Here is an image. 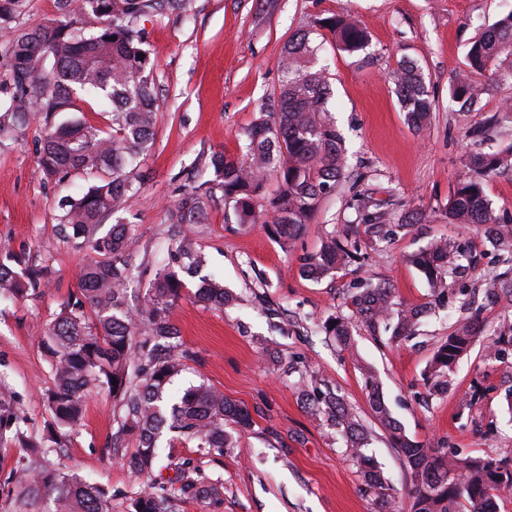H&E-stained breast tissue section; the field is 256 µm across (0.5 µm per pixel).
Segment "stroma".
Here are the masks:
<instances>
[{"label": "stroma", "mask_w": 512, "mask_h": 512, "mask_svg": "<svg viewBox=\"0 0 512 512\" xmlns=\"http://www.w3.org/2000/svg\"><path fill=\"white\" fill-rule=\"evenodd\" d=\"M512 0H190L187 12L140 21L152 53L158 124L152 150L142 158L145 182L129 211L120 213L136 240L131 262L139 273L130 287L139 301L172 246L168 208L187 175L204 170L212 152L238 155L241 134L272 107L288 40L310 30L318 15L349 13L369 30L361 51H338L331 37L312 32L317 63L329 74L336 123L346 136V181L327 196L291 251L260 224H229L214 196L207 220L185 225L205 258V274L222 279L232 296L224 308L205 307L186 289L172 323L196 359L175 381L182 389L207 382L245 406L254 419L235 447L206 455L177 441L174 461H191L202 476L220 481L221 502L175 497V512H377L357 465L327 420L315 419L297 384L328 385L341 395L372 438L394 512H411L413 487L407 464L376 421L363 387L373 368L384 399L409 438L446 444L461 454L494 456L512 448V355L489 358L490 337L512 331V301L494 293L489 276L512 270L483 230L434 221L412 224L385 239L366 234L356 196H372L386 220L402 210L444 209L472 149V130L489 127L495 145L512 144V83L483 77L485 93L473 111L451 97L470 42L507 12ZM422 70L435 105L421 131L408 123L392 78L402 61ZM39 126L0 147V252L26 261L54 258L53 286L33 299L0 297V399L23 419L27 439L47 435L52 420L45 395L53 388L44 329L61 303L78 289L88 257L59 230L64 196L88 183L73 177L45 180L38 164ZM350 234L368 255L361 267L337 269L321 281L302 272L331 234ZM455 241L470 258L463 276H448V303L435 304L424 275L410 258L430 242ZM371 278L397 300L425 309L414 338L396 344L372 332L352 314L354 282ZM479 316L480 334L456 366L444 392L432 391L427 368L468 310ZM347 317L352 351L325 336L321 324ZM135 440L120 428L119 410L105 392L85 401L81 423L69 431L47 466L111 489L112 512H127L139 480L122 462Z\"/></svg>", "instance_id": "1"}]
</instances>
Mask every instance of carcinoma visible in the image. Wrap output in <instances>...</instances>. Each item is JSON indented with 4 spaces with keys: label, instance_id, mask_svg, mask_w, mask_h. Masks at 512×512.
<instances>
[{
    "label": "carcinoma",
    "instance_id": "carcinoma-1",
    "mask_svg": "<svg viewBox=\"0 0 512 512\" xmlns=\"http://www.w3.org/2000/svg\"><path fill=\"white\" fill-rule=\"evenodd\" d=\"M28 0H0V44L6 66L0 75V146L14 142L33 124L42 129L39 166L45 179L71 174L92 176L86 191L63 200L60 226L68 238L92 253L80 270L79 294L63 303L47 325L43 340L51 358L54 388L48 406L56 428L77 426L87 395L106 391L123 411L122 429L136 439L127 467L146 480L129 497L128 512H172L173 499L164 482L154 477L163 433L192 442L205 454H224L236 435L253 425L249 410L215 387L200 383L180 395L168 386L194 354L182 348L170 321L175 303L187 287L179 276L194 275L203 260L188 235L176 242L171 262L156 269L148 292L137 305L128 301L133 279L131 255L135 237L128 224L102 225L129 208L137 195L139 159L154 145L158 105L145 71L150 51L137 24L144 17L186 11V0H56V12L25 28L8 19L24 12ZM329 25H324V22ZM315 27L330 35L338 49H363L369 34L351 15L318 17ZM319 46L308 35L288 42L281 58V83L273 112H261L244 132L242 156L215 152L208 167L211 178L184 190L168 211L170 223L203 224L205 200L221 192L236 224H262L281 247L291 249L319 210L324 196L346 177L348 150L332 116L331 85L316 67ZM143 58H138V55ZM489 74L512 82V11L477 36L466 55L452 94L462 104L479 106L484 86L476 76ZM400 100L414 129L430 120L432 101L418 67L405 61L394 73ZM102 99L110 108L108 128L84 118L56 121L61 114L82 111L77 95ZM512 176V145L472 150L454 196L440 213L399 215L397 226L443 220L475 224L492 244L512 252V225L501 222L485 193L486 182ZM276 189L262 213L258 198L269 179ZM459 246L438 241L412 257L433 296H445L446 277L462 267ZM359 260L357 241L346 235L326 237L320 250L304 260V273L320 280ZM51 258L32 266L12 253L0 256V295L15 299L37 296L50 286ZM199 302L222 307L230 301L223 282L211 277L196 291ZM354 313L373 329L391 332L395 342L414 335L421 310L395 300L391 289L371 279L352 294ZM326 335L352 349L349 322L335 318L324 325ZM478 335L474 319L462 323L434 351L428 380L438 391L448 389L453 366ZM117 385H112V381ZM372 412L408 465L414 490L411 512H497V499L512 492V448L496 456H464L410 439L385 402L376 372L363 369ZM313 415L331 421L340 432L346 453L359 465L366 491L390 512L391 500L373 455L371 438L356 415L330 392L317 398ZM21 419L0 400V443L5 432L20 434ZM43 450L31 446L12 473L22 501L32 505L42 492H56L51 512H111V497L67 473L41 470ZM177 481L185 497L218 499L223 486L199 477L187 463L178 467Z\"/></svg>",
    "mask_w": 512,
    "mask_h": 512
}]
</instances>
